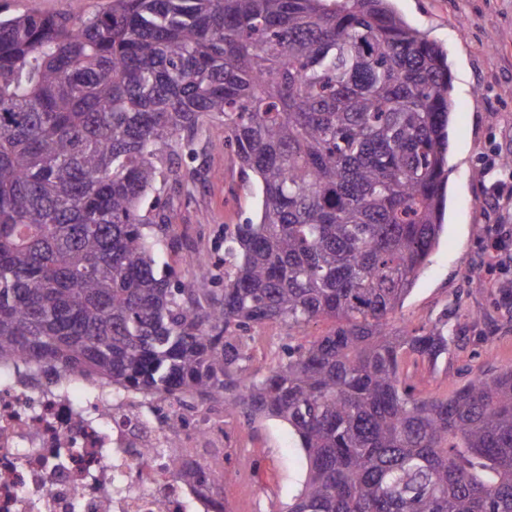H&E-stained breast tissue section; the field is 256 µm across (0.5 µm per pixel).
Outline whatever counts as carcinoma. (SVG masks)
Masks as SVG:
<instances>
[{
	"label": "carcinoma",
	"instance_id": "obj_1",
	"mask_svg": "<svg viewBox=\"0 0 512 512\" xmlns=\"http://www.w3.org/2000/svg\"><path fill=\"white\" fill-rule=\"evenodd\" d=\"M446 53L387 0H110L0 17V360L288 424L307 460L285 512H512V365L446 398L448 324L397 327L443 229ZM259 184L207 304L158 274L160 196L197 130ZM260 379L243 335L300 332Z\"/></svg>",
	"mask_w": 512,
	"mask_h": 512
}]
</instances>
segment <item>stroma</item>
Returning a JSON list of instances; mask_svg holds the SVG:
<instances>
[{
  "instance_id": "35a3bbf8",
  "label": "stroma",
  "mask_w": 512,
  "mask_h": 512,
  "mask_svg": "<svg viewBox=\"0 0 512 512\" xmlns=\"http://www.w3.org/2000/svg\"><path fill=\"white\" fill-rule=\"evenodd\" d=\"M109 0H0L1 15L36 12L76 20L105 8ZM410 26L448 54L453 108L449 123L448 185L444 226L430 262L403 305L390 316L396 326L448 324V353L438 363L405 356L403 373L417 396L443 398L478 375L512 364V314L499 289L512 277L487 270L493 225L512 231V210L485 200L505 168L487 169L485 156L512 157V0H390ZM198 157L181 165L182 188L161 197L171 222L172 243L159 265L175 283L193 280L185 250L211 269L207 288L224 285V234L258 211L255 179L244 178L236 155L225 149L215 126L199 129ZM277 322L256 328L249 340L248 372L265 376L288 342ZM224 454L234 479L224 487L228 512H284L306 472V460L286 423L224 420Z\"/></svg>"
}]
</instances>
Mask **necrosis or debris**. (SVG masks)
I'll return each instance as SVG.
<instances>
[{
	"label": "necrosis or debris",
	"mask_w": 512,
	"mask_h": 512,
	"mask_svg": "<svg viewBox=\"0 0 512 512\" xmlns=\"http://www.w3.org/2000/svg\"><path fill=\"white\" fill-rule=\"evenodd\" d=\"M221 436L217 412L190 429L169 399L2 361L0 512H222L224 478L199 456Z\"/></svg>",
	"instance_id": "obj_1"
}]
</instances>
